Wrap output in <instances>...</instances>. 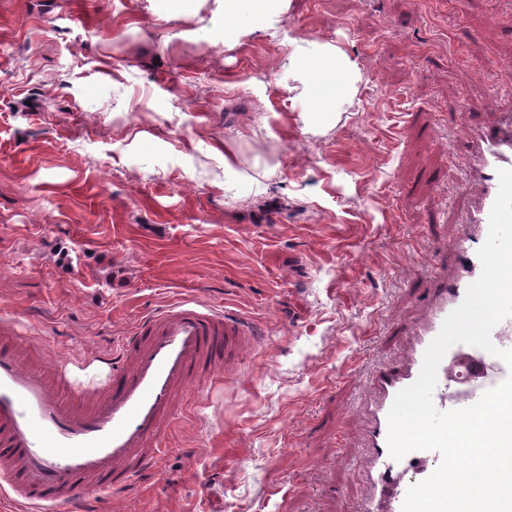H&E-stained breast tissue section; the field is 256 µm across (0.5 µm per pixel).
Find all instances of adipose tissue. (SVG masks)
I'll list each match as a JSON object with an SVG mask.
<instances>
[{"mask_svg": "<svg viewBox=\"0 0 512 512\" xmlns=\"http://www.w3.org/2000/svg\"><path fill=\"white\" fill-rule=\"evenodd\" d=\"M287 0H224V37L234 39L245 25L261 28L269 15L283 10ZM290 67L303 76V85L317 112H341L349 102L360 73L341 49H324L316 58L293 56Z\"/></svg>", "mask_w": 512, "mask_h": 512, "instance_id": "obj_1", "label": "adipose tissue"}]
</instances>
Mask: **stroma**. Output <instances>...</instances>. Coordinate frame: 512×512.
<instances>
[{
    "label": "stroma",
    "mask_w": 512,
    "mask_h": 512,
    "mask_svg": "<svg viewBox=\"0 0 512 512\" xmlns=\"http://www.w3.org/2000/svg\"><path fill=\"white\" fill-rule=\"evenodd\" d=\"M340 48V121L288 69ZM512 89V0H289L224 40V0H0V317L84 387L147 311L193 299L257 341L179 409L109 512H348L365 381L478 185L454 133ZM238 165L225 172L224 153ZM263 193L240 195V177Z\"/></svg>",
    "instance_id": "stroma-1"
}]
</instances>
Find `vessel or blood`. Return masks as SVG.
Instances as JSON below:
<instances>
[{"label": "vessel or blood", "mask_w": 512, "mask_h": 512, "mask_svg": "<svg viewBox=\"0 0 512 512\" xmlns=\"http://www.w3.org/2000/svg\"><path fill=\"white\" fill-rule=\"evenodd\" d=\"M489 112L484 129L468 138L481 192L448 240L452 272L442 276L428 269L423 319L406 326L400 361L381 368L370 382L372 493L354 512H402L412 482L427 479L441 461L427 450L394 459L387 416L396 394L418 378L426 349L481 272L477 251L488 237L497 171L512 169V93L494 98ZM254 340L243 317L185 300L142 316L103 355L109 380L84 391L50 382L45 369L26 363V354L43 351V344L0 348V493L13 495L27 512H100L101 495L129 491L155 468L178 401L204 366L234 365ZM508 373L500 358L453 345L438 367L434 404L441 411L468 407Z\"/></svg>", "instance_id": "vessel-or-blood-1"}]
</instances>
